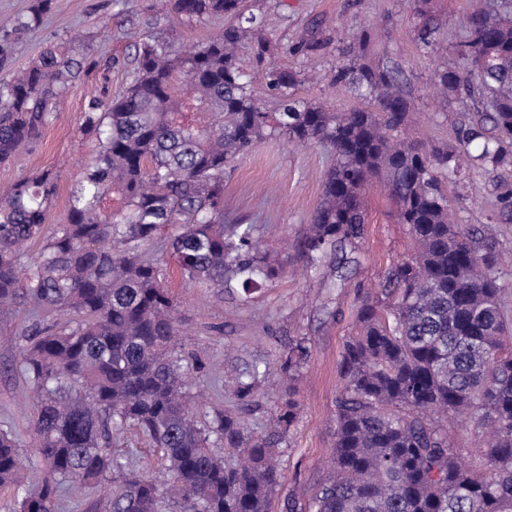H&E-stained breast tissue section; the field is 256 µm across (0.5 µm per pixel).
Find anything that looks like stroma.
<instances>
[{
	"mask_svg": "<svg viewBox=\"0 0 512 512\" xmlns=\"http://www.w3.org/2000/svg\"><path fill=\"white\" fill-rule=\"evenodd\" d=\"M437 25L434 38L442 51L427 53L419 39L422 20L410 0H243V15L262 18L240 51V65L254 77L252 96L267 111L279 109L278 96L256 77L251 46L266 41L275 48L272 64L297 73L296 95L333 112L364 107V100L333 83L337 66L369 63L401 70L412 105L409 138L431 150L459 153L462 179L450 184L455 223L486 228L500 241L499 268L512 283V224L498 223L494 184L497 171L482 169L460 154L456 128L461 108L437 95L436 71L464 69L455 45L466 35V14L477 9L512 10V0H428ZM225 16L186 17L158 0H52L39 24L11 40V52L0 70H19L53 45L64 46L79 66L71 87L60 97L41 137L0 164V194L17 181L49 170L57 175L46 231L65 223L75 180L95 152L94 135L82 129L92 100L106 103L131 80L142 42L152 40L178 51L221 33ZM311 51L294 53L299 42ZM330 151L318 145L293 146L272 137L237 160L224 176V221L249 224L265 249L286 257L283 273L251 294L186 284L163 243L144 246L143 254L160 260L166 286L177 304L182 337L176 352L183 358L189 396H202L203 411H237L229 381L260 366L265 376L256 406L247 415L261 429L271 410L293 391L300 411L280 448L281 484L272 496L271 512H286L291 498L306 499L327 475L333 445V415L339 390L337 365L342 343L351 330L358 285L375 286L388 268L411 256L414 244L405 225L397 223L395 206L381 184L364 196L367 233L359 251L328 254L305 270L292 244L310 224L320 201ZM60 312L26 305L0 324V428L11 430L32 479L42 474L34 430L35 411L27 395L20 348L28 332L59 320ZM305 339L310 357L296 379L282 367L288 342Z\"/></svg>",
	"mask_w": 512,
	"mask_h": 512,
	"instance_id": "obj_1",
	"label": "stroma"
}]
</instances>
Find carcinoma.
<instances>
[{"mask_svg": "<svg viewBox=\"0 0 512 512\" xmlns=\"http://www.w3.org/2000/svg\"><path fill=\"white\" fill-rule=\"evenodd\" d=\"M0 27L9 36L40 22ZM423 44L437 50L423 3ZM187 17L236 15L241 0H169ZM455 46L467 71L438 70L440 93L458 100L463 152L479 165L512 170V14L480 10ZM255 18L229 24L191 50L142 43L125 91L92 101L82 128L95 154L70 196L69 217L45 237L57 175L45 171L0 195V314L22 303L75 318L31 332L22 371L36 394L35 432L45 464L31 483L17 442L0 429V487L17 493L15 512H57L63 486L90 487L110 476L112 512H269L281 482L275 459L297 417L284 401L269 428L249 430L239 415L214 412L202 424L186 403L175 355L176 304L159 263L142 247L167 241L189 283L249 294L278 275L250 224L224 223V171L272 136L320 144L335 164L311 224L297 241L306 267L328 251L357 249L366 234L363 200L379 179L416 246L391 266L386 284L361 288L353 332L338 364L334 445L325 481L287 512H512V326L498 269V241L454 224L444 184L457 176L454 154L427 153L401 136L411 103L399 72L339 66L334 80L372 109L335 113L291 92L297 74L271 66L266 84L281 98L268 112L254 99L237 51ZM76 77L61 46L0 77V163L38 140L56 102ZM498 217L512 224V180L496 183ZM42 241L37 255L28 245ZM310 350L288 345L292 378ZM260 372L238 378L235 397L256 402ZM489 430L478 460L454 447L445 423ZM133 427L163 453L173 482L129 471L114 437ZM236 452L228 464L216 448Z\"/></svg>", "mask_w": 512, "mask_h": 512, "instance_id": "obj_1", "label": "carcinoma"}]
</instances>
